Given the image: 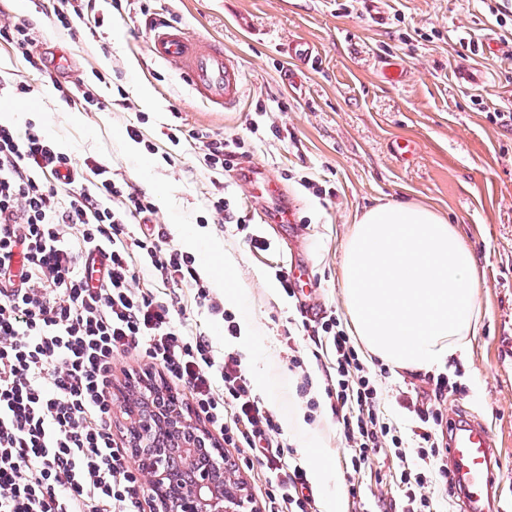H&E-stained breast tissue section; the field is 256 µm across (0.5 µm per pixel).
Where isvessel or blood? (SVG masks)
Here are the masks:
<instances>
[{
  "instance_id": "1",
  "label": "vessel or blood",
  "mask_w": 512,
  "mask_h": 512,
  "mask_svg": "<svg viewBox=\"0 0 512 512\" xmlns=\"http://www.w3.org/2000/svg\"><path fill=\"white\" fill-rule=\"evenodd\" d=\"M149 51L153 57L175 64L202 101L224 108L236 105L242 72L222 43H207L185 28L165 24L155 28ZM448 458V481L460 496L464 512H489L495 503L497 457L484 424L449 416Z\"/></svg>"
}]
</instances>
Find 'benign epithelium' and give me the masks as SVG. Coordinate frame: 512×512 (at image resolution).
Segmentation results:
<instances>
[{"label": "benign epithelium", "instance_id": "1", "mask_svg": "<svg viewBox=\"0 0 512 512\" xmlns=\"http://www.w3.org/2000/svg\"><path fill=\"white\" fill-rule=\"evenodd\" d=\"M129 421L128 432L133 459L147 474L155 512H256L244 484L234 477L224 454L209 443L206 433L193 430L183 412L167 413L168 426L192 437L180 441L175 453L168 454L150 441L160 426L157 385L145 383L139 397L123 401Z\"/></svg>", "mask_w": 512, "mask_h": 512}]
</instances>
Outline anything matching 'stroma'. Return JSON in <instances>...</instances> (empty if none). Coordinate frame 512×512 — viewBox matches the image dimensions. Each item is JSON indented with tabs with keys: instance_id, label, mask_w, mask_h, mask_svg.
I'll return each mask as SVG.
<instances>
[{
	"instance_id": "obj_1",
	"label": "stroma",
	"mask_w": 512,
	"mask_h": 512,
	"mask_svg": "<svg viewBox=\"0 0 512 512\" xmlns=\"http://www.w3.org/2000/svg\"><path fill=\"white\" fill-rule=\"evenodd\" d=\"M25 2L20 10L16 0H0V25L25 16L34 28L30 51L49 65L31 70L0 41V75L32 88L0 108L22 106L26 120L65 144L75 162L91 157L117 169L155 203L172 248L181 246L177 224L209 226L221 245L216 264L232 257L228 280L245 295L231 314L255 323L262 376L253 380V392L278 421L310 415V427L323 438L320 454L341 478L340 512H399L402 461L385 447L352 475L325 395L332 347L304 325L314 307L346 318L342 243L364 209L409 201L454 224L477 259L482 332L453 361L441 409L446 415L466 412L491 431L500 461L496 495L502 507L512 506V129L491 119L493 110L512 111V55L502 50L512 46V34L491 16V0H383L388 22L382 27L371 24L364 0H150L145 15L135 4L118 11L111 0H97L87 20L70 31L56 26L55 0ZM242 15L248 28L237 22ZM157 23L178 24L223 43L245 74L237 107L211 110L173 65L149 55ZM297 42L312 46L309 61L289 55V45ZM473 43L478 52L470 51ZM389 61L404 67L398 82L384 77ZM463 65L475 67L481 81L461 83L456 72ZM95 71L109 80L98 88L107 106L84 110L81 121H74L66 100ZM120 88L131 109L112 104ZM140 114L143 137L155 149L136 161L126 150L127 129ZM175 125L244 139L258 179L287 194L293 219L271 222L278 199L258 196L238 181L236 170L221 176L206 171L193 141L171 144L166 131ZM304 176L323 195L303 188ZM217 180L243 223H212L206 202ZM255 235L266 240V250L251 248ZM295 260L306 265L311 288L296 298L261 288V281L290 271ZM360 357L381 391L382 412L410 442L407 459L415 460L413 407L431 397L432 372L394 370L365 351ZM144 367L134 348L112 361L116 440H123L127 428L120 403ZM305 374L320 402L314 414L299 392ZM223 452L262 512L269 487L265 463L243 448ZM352 477L359 486L354 498L348 495Z\"/></svg>"
}]
</instances>
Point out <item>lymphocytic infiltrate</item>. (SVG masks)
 Segmentation results:
<instances>
[{
  "label": "lymphocytic infiltrate",
  "mask_w": 512,
  "mask_h": 512,
  "mask_svg": "<svg viewBox=\"0 0 512 512\" xmlns=\"http://www.w3.org/2000/svg\"><path fill=\"white\" fill-rule=\"evenodd\" d=\"M220 174L246 157L244 141L188 135ZM154 203L117 170L76 165L36 123L0 124V512H144L146 476L112 434V360L142 349L149 366L188 390L196 415L225 445L270 463L268 512H310L305 469L285 462L274 414L256 400L236 355L194 331L195 308L231 321L196 261L168 248ZM187 290L175 304L165 287ZM314 333L335 351L326 395L354 473L382 447L405 465L402 512H439L426 489L448 469L436 436L448 388L416 408V463L380 409V394L335 315Z\"/></svg>",
  "instance_id": "lymphocytic-infiltrate-1"
}]
</instances>
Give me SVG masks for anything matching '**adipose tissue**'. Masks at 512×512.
Returning a JSON list of instances; mask_svg holds the SVG:
<instances>
[{
    "label": "adipose tissue",
    "instance_id": "ef3b65f1",
    "mask_svg": "<svg viewBox=\"0 0 512 512\" xmlns=\"http://www.w3.org/2000/svg\"><path fill=\"white\" fill-rule=\"evenodd\" d=\"M179 239L203 257L202 271L225 299L242 304L214 263L219 250L206 230L178 227ZM476 258L465 238L438 212L412 203L390 202L356 216L342 245L341 286L356 336L374 357L399 370L445 369L463 356L479 330L475 298ZM303 450L319 485L334 480L316 453L320 434L303 418L284 428Z\"/></svg>",
    "mask_w": 512,
    "mask_h": 512
}]
</instances>
